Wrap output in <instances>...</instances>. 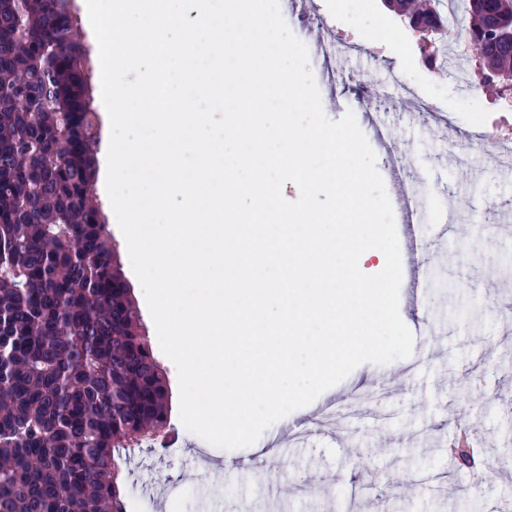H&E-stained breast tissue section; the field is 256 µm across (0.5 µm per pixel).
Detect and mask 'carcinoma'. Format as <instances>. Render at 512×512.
I'll return each mask as SVG.
<instances>
[{"instance_id": "carcinoma-1", "label": "carcinoma", "mask_w": 512, "mask_h": 512, "mask_svg": "<svg viewBox=\"0 0 512 512\" xmlns=\"http://www.w3.org/2000/svg\"><path fill=\"white\" fill-rule=\"evenodd\" d=\"M461 30L512 68L485 14ZM74 0H0V512H126L122 452L168 425L97 202L101 120Z\"/></svg>"}]
</instances>
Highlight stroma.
<instances>
[{"label":"stroma","instance_id":"1","mask_svg":"<svg viewBox=\"0 0 512 512\" xmlns=\"http://www.w3.org/2000/svg\"><path fill=\"white\" fill-rule=\"evenodd\" d=\"M298 39L318 32L329 43L363 28L375 41L338 65L327 53L309 57L326 116L353 111L368 143L383 121L394 155L377 153L380 174L393 158H411V179L422 182L423 224L418 247L426 270L420 286L431 333L416 337L414 373L394 388L380 383L399 362L365 363L310 405L289 413L302 420L291 442L273 446L264 432L255 446L216 448L184 430L177 371H170V422L179 440L167 448L135 449L122 490L135 512H489L512 504V471H487L488 459L512 457V229L498 213L512 207V167L486 146L465 155L457 138L499 135L493 116L467 107L451 72L432 70L427 53L381 0H311L302 15L286 16ZM450 117V124L417 122V102ZM477 370L480 386L469 382ZM477 422L480 466L448 473V445L460 419ZM276 447L274 458L256 451ZM222 465V477L204 468ZM359 471L373 495L347 482ZM407 478L408 486L398 485Z\"/></svg>","mask_w":512,"mask_h":512}]
</instances>
